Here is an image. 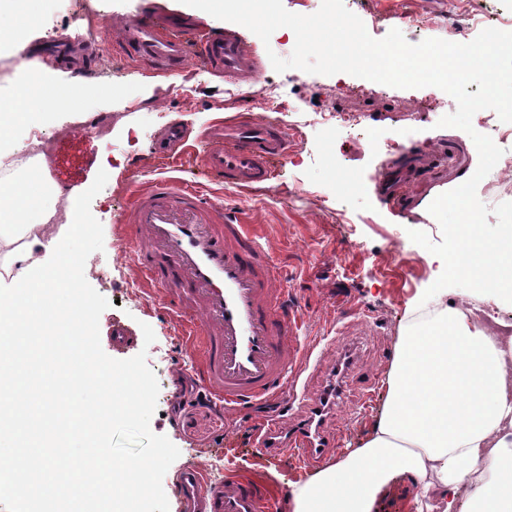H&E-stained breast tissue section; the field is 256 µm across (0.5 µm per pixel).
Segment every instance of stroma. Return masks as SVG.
<instances>
[{
	"instance_id": "obj_1",
	"label": "stroma",
	"mask_w": 512,
	"mask_h": 512,
	"mask_svg": "<svg viewBox=\"0 0 512 512\" xmlns=\"http://www.w3.org/2000/svg\"><path fill=\"white\" fill-rule=\"evenodd\" d=\"M358 2L359 16L373 38H384L396 28L412 44L427 38L470 42L480 32L470 22L477 13L512 19V0ZM138 5L139 0H44L38 23L0 55V69L13 72L0 84V102L56 86L70 91L72 103L51 119L32 118L14 127L11 148L0 151V165L31 150L37 135H44L51 181L63 191L46 202L56 212L52 235L58 240L72 223L67 195L86 191L97 172L106 170L108 181L91 203L103 227L104 248L89 255L84 275L110 303L100 316V328L118 320L137 336L145 324L154 331L146 352L159 393L150 429L167 436L180 451L163 478L167 498L175 496L177 472L199 463L215 483L228 476L257 481L264 493L277 498L278 512H289L290 484L316 468L290 451L261 448L258 439L278 405L288 402V394L230 411L211 398L198 402L201 350L190 343L187 322L164 309L163 290L142 292L133 240L124 230L127 203L152 180L172 175L255 225L271 260L286 275L288 305L297 315L301 344L316 346L321 354L320 361L302 369L299 384L307 396L323 393L347 354L374 381L366 398L355 382H344L337 403L327 410L324 429L338 440L325 457L332 463L358 447L374 424L413 301L441 281L448 284L449 300L469 297L470 281L448 277L439 261L459 245L452 232L459 215L435 201L471 168L474 143L462 130L439 127L443 116L455 112L456 102L438 88L399 89L345 73L276 72L271 55L287 57L295 46L293 31L285 27L266 43L244 31L247 46L258 57L257 80H225L196 59L181 71L152 74L115 50L123 17ZM80 12L107 20L95 76L77 77L55 65L25 77L15 73L33 40L72 31ZM270 85L280 89L292 111L268 110L265 90ZM339 109L353 114L354 126L316 122V114ZM239 114L272 120L288 137V154L268 187L222 189L211 184L195 154L170 165L150 153L170 123H182L197 134L214 119ZM387 167L408 170L403 189L410 210L386 200L381 174Z\"/></svg>"
}]
</instances>
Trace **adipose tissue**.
<instances>
[{
	"label": "adipose tissue",
	"mask_w": 512,
	"mask_h": 512,
	"mask_svg": "<svg viewBox=\"0 0 512 512\" xmlns=\"http://www.w3.org/2000/svg\"><path fill=\"white\" fill-rule=\"evenodd\" d=\"M51 211L27 184H0V269L13 277L40 259ZM463 213L448 265L470 277V306L447 289L415 310L397 340L382 412L359 448L293 483L291 512H375L400 480L419 485L425 512H512V323L493 333L474 321L485 294L512 299V226L476 235Z\"/></svg>",
	"instance_id": "adipose-tissue-1"
}]
</instances>
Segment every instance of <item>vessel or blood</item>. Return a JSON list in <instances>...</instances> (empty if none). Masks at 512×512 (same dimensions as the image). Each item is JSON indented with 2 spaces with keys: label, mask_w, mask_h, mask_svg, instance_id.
I'll list each match as a JSON object with an SVG mask.
<instances>
[{
  "label": "vessel or blood",
  "mask_w": 512,
  "mask_h": 512,
  "mask_svg": "<svg viewBox=\"0 0 512 512\" xmlns=\"http://www.w3.org/2000/svg\"><path fill=\"white\" fill-rule=\"evenodd\" d=\"M116 51L144 68L168 72L195 58L233 78H253L258 65L242 36L206 29L195 19L167 11L159 0H142L124 18ZM189 132L173 123L154 146L156 155L183 153ZM201 161L212 182L233 188L268 184L276 162L288 154V138L274 122L250 117L218 120L201 136ZM166 177L137 191L126 223L145 280L163 287L172 311L196 320L193 339L203 347L197 371L209 395L235 407L244 398L278 392L296 372L299 328L290 316L282 270L260 246L252 225L210 197L176 188ZM315 417L289 428L287 445L306 461L320 460L331 445ZM177 512H269V498L252 480L210 483L202 466L176 476Z\"/></svg>",
  "instance_id": "1"
}]
</instances>
